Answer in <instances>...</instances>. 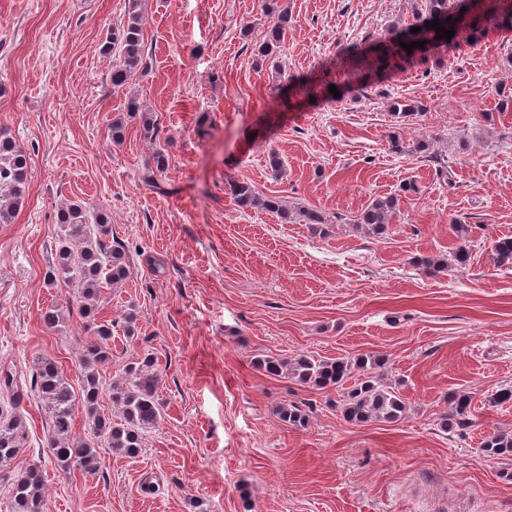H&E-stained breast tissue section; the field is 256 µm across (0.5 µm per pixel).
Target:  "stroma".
<instances>
[{"instance_id": "stroma-1", "label": "stroma", "mask_w": 512, "mask_h": 512, "mask_svg": "<svg viewBox=\"0 0 512 512\" xmlns=\"http://www.w3.org/2000/svg\"><path fill=\"white\" fill-rule=\"evenodd\" d=\"M291 17L285 41L259 57L268 2ZM426 0H0V125L30 157L23 204L0 223V367L30 378L57 361L79 386L77 358L92 323L115 322L113 381L152 356L164 413L137 458L104 448L95 475L47 464L51 420L22 397L30 446L43 463L48 512H512V458L481 442L512 430V267L493 240L512 236V34L491 33L460 54L426 63L336 100L282 107L290 78L412 22ZM143 17L144 66L112 84L101 47L130 9ZM155 122L112 120L129 99ZM409 100L419 114L396 118ZM492 113L485 121L484 113ZM426 140L433 154L393 152L390 136ZM157 188L142 181L156 149ZM448 161L436 174L434 153ZM284 165L275 176L270 154ZM251 183L329 218L326 233L238 207L228 180ZM414 183L415 191L403 186ZM395 194L382 237L352 216ZM104 210L129 276L80 317L66 284L45 275L58 246V210ZM471 227L469 265L428 277L424 256L446 257ZM58 306L64 322L40 314ZM137 332L123 330L128 313ZM377 354L408 410L398 422H347L336 391H319L257 365L270 355ZM454 392L474 396L472 425L442 428ZM302 406L307 428L275 409Z\"/></svg>"}]
</instances>
